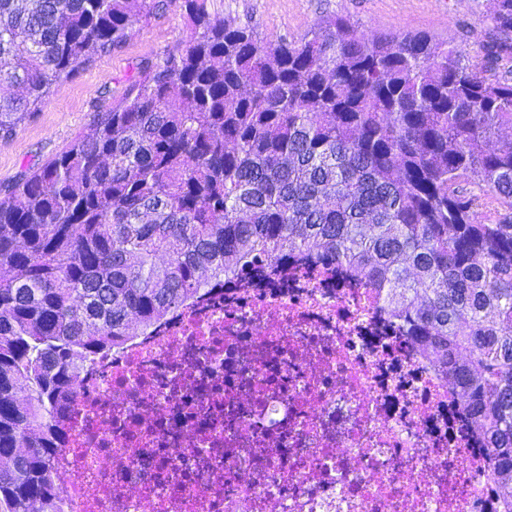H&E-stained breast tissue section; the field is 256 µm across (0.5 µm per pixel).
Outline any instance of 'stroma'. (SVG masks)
Masks as SVG:
<instances>
[{"label":"stroma","instance_id":"obj_1","mask_svg":"<svg viewBox=\"0 0 512 512\" xmlns=\"http://www.w3.org/2000/svg\"><path fill=\"white\" fill-rule=\"evenodd\" d=\"M209 8L266 39L296 38L341 16L365 31L427 35L466 60L483 54L494 27V0H209ZM191 35L179 0H166L163 9L132 30L122 48L83 67L10 140L0 139V188L90 134L99 111L132 91L141 66L159 61Z\"/></svg>","mask_w":512,"mask_h":512}]
</instances>
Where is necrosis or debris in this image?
I'll list each match as a JSON object with an SVG mask.
<instances>
[{
	"instance_id": "1",
	"label": "necrosis or debris",
	"mask_w": 512,
	"mask_h": 512,
	"mask_svg": "<svg viewBox=\"0 0 512 512\" xmlns=\"http://www.w3.org/2000/svg\"><path fill=\"white\" fill-rule=\"evenodd\" d=\"M65 512H500L464 396L313 251L213 283L84 369Z\"/></svg>"
}]
</instances>
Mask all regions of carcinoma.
Here are the masks:
<instances>
[{"instance_id":"cac0c4a2","label":"carcinoma","mask_w":512,"mask_h":512,"mask_svg":"<svg viewBox=\"0 0 512 512\" xmlns=\"http://www.w3.org/2000/svg\"><path fill=\"white\" fill-rule=\"evenodd\" d=\"M154 0H0V138ZM190 41L91 134L0 190V512H61L51 466L80 364L214 279L315 250L356 271L463 390L512 487V0L462 62L345 19L277 42L182 0ZM492 197L509 212L476 219Z\"/></svg>"}]
</instances>
